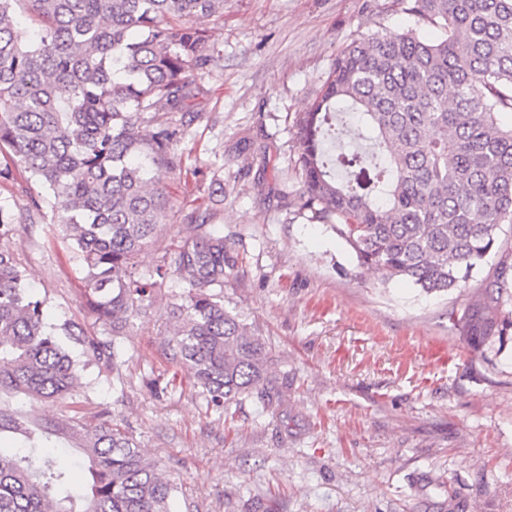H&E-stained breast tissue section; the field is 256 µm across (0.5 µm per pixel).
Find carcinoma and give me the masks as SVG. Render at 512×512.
I'll list each match as a JSON object with an SVG mask.
<instances>
[{"label":"carcinoma","mask_w":512,"mask_h":512,"mask_svg":"<svg viewBox=\"0 0 512 512\" xmlns=\"http://www.w3.org/2000/svg\"><path fill=\"white\" fill-rule=\"evenodd\" d=\"M440 28L429 42L410 29L375 32L336 57L320 97L295 118L299 210L332 224L358 265L427 294L462 287L495 258L453 326L469 350L512 339V0H400ZM26 7L38 31L15 29ZM224 0H0V154L23 166L54 199L17 210L0 203V512H171L177 483L120 426L86 420L101 377L122 378L118 337L160 296L172 273L187 285L170 304L169 360L194 369L207 405L268 389V352L224 308V238L211 215L182 213L196 234L153 273L136 256L156 241L170 200L148 181L182 164L174 144L205 113L191 72L211 64L195 24ZM59 230L84 274L89 332L46 323L13 250L17 223ZM66 404L46 420L23 401ZM79 454L81 490L52 451Z\"/></svg>","instance_id":"obj_1"}]
</instances>
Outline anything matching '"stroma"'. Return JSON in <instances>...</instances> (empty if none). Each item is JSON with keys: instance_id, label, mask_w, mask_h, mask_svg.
I'll return each mask as SVG.
<instances>
[{"instance_id": "35a3bbf8", "label": "stroma", "mask_w": 512, "mask_h": 512, "mask_svg": "<svg viewBox=\"0 0 512 512\" xmlns=\"http://www.w3.org/2000/svg\"><path fill=\"white\" fill-rule=\"evenodd\" d=\"M216 57L192 76L206 122L174 147L181 168L150 171L173 214L158 237L193 236L180 212H209L224 238V306L268 351L279 406L260 393L208 410L193 372L168 360L158 301L124 332L122 381L84 405L131 432L181 484L175 512H512V342L470 353L452 328L480 286L427 294L358 267L329 224L299 211L293 117L307 111L353 39L418 27L397 0H224L206 20ZM220 184H213L212 176ZM47 320L91 325L83 275L46 224L9 241ZM173 383L156 396L153 379Z\"/></svg>"}]
</instances>
